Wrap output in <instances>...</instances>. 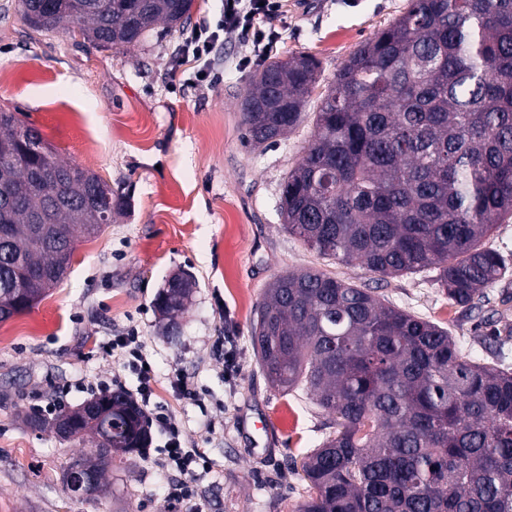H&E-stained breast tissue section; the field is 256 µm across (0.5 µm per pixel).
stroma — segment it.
<instances>
[{"instance_id":"35a3bbf8","label":"stroma","mask_w":512,"mask_h":512,"mask_svg":"<svg viewBox=\"0 0 512 512\" xmlns=\"http://www.w3.org/2000/svg\"><path fill=\"white\" fill-rule=\"evenodd\" d=\"M0 0V107L37 128L60 160L88 169L124 195V215L80 239L66 276L31 310L0 323V512H174L172 476L158 465L166 443L150 425L145 453L125 455L101 492L81 496L64 477L88 458L92 437L60 440L31 428L26 414L53 418L107 390L136 393L139 379L102 348L136 329L154 369L152 403L183 427V443L209 461L194 484L205 512H294L308 497L294 471L333 431L331 418L302 390L283 392L263 374L252 327L266 288L291 270L320 269L448 328L458 342L512 282L487 288L472 311L452 304L423 273L378 280L324 259L282 227L281 183L313 133L321 95L350 55L408 7V0H285L267 21L283 58L320 63L303 122L287 139L249 150L240 139V100L261 64L238 34L218 49L220 82L189 83L182 48L214 22L219 0H193L190 18L141 45L103 51L78 36L34 32ZM196 282L174 333L153 301L174 272ZM236 342L238 372L224 375L217 337ZM184 376L199 394L173 387Z\"/></svg>"}]
</instances>
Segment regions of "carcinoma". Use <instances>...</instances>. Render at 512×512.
<instances>
[{
    "mask_svg": "<svg viewBox=\"0 0 512 512\" xmlns=\"http://www.w3.org/2000/svg\"><path fill=\"white\" fill-rule=\"evenodd\" d=\"M193 0H18L39 32L79 33L101 50L174 28ZM320 63L265 64L242 102L243 143L271 146L302 122ZM23 124L0 109V322L65 277L79 238L106 226L75 204L98 175L43 151L21 154ZM283 228L320 256L382 277L434 272L473 309L512 279V257L486 246L512 221V0H410L336 74L311 141L285 178ZM193 288L158 292L177 316ZM493 364L448 331L316 269L275 278L253 343L269 381L302 388L335 430L301 464L310 494L297 512H512V328L489 320ZM104 428L84 460L145 447L146 416L104 392Z\"/></svg>",
    "mask_w": 512,
    "mask_h": 512,
    "instance_id": "obj_1",
    "label": "carcinoma"
}]
</instances>
